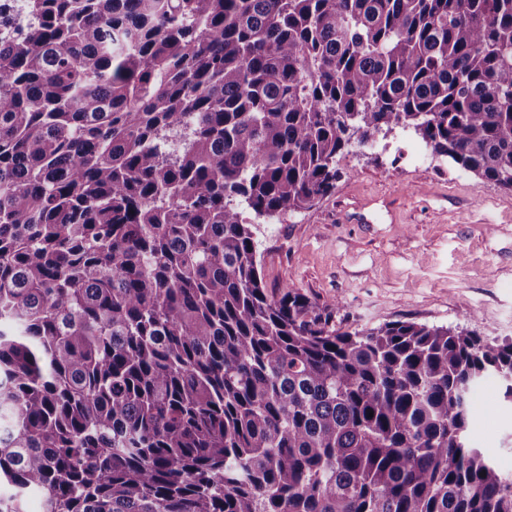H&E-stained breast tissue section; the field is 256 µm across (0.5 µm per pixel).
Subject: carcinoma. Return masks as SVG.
I'll return each mask as SVG.
<instances>
[{"mask_svg": "<svg viewBox=\"0 0 512 512\" xmlns=\"http://www.w3.org/2000/svg\"><path fill=\"white\" fill-rule=\"evenodd\" d=\"M397 127L512 191V0L0 3V512H512V341L264 286ZM473 413L472 440L488 452L501 474L512 478V430L507 427V421L512 419V406L503 400L497 380L488 379L477 390Z\"/></svg>", "mask_w": 512, "mask_h": 512, "instance_id": "cac0c4a2", "label": "carcinoma"}]
</instances>
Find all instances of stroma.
Masks as SVG:
<instances>
[{
  "label": "stroma",
  "mask_w": 512,
  "mask_h": 512,
  "mask_svg": "<svg viewBox=\"0 0 512 512\" xmlns=\"http://www.w3.org/2000/svg\"><path fill=\"white\" fill-rule=\"evenodd\" d=\"M335 191L255 225L267 288L339 302L349 326L446 325L512 339V192L433 157L411 132L339 160ZM471 438L512 478V404L473 398Z\"/></svg>",
  "instance_id": "obj_1"
}]
</instances>
